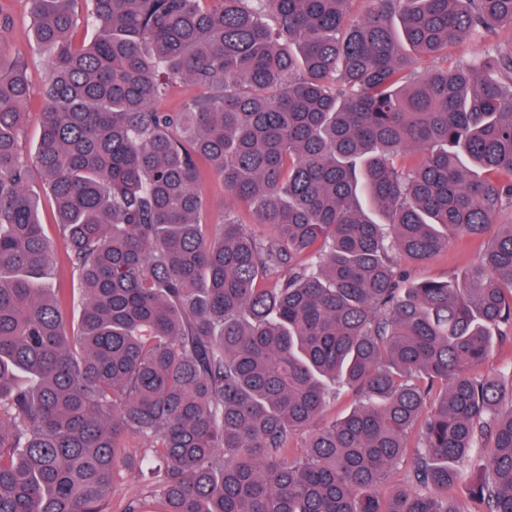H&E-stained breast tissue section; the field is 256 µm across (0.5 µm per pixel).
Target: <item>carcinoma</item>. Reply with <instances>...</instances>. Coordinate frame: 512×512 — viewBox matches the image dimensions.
<instances>
[{
	"instance_id": "cac0c4a2",
	"label": "carcinoma",
	"mask_w": 512,
	"mask_h": 512,
	"mask_svg": "<svg viewBox=\"0 0 512 512\" xmlns=\"http://www.w3.org/2000/svg\"><path fill=\"white\" fill-rule=\"evenodd\" d=\"M205 2L29 0L72 324L0 65V512H109L130 438L159 507L125 512H463L485 441L468 512H512V369L484 370L512 341V0ZM206 174L268 234L208 231ZM463 240L459 276L397 264ZM338 384L359 404L319 426Z\"/></svg>"
}]
</instances>
